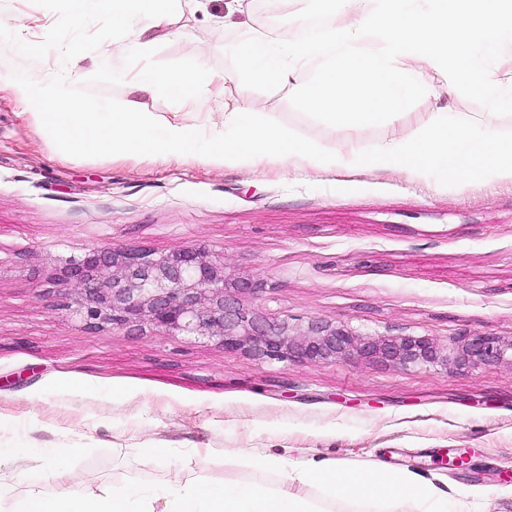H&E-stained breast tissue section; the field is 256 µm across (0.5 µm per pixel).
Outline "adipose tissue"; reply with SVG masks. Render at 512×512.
<instances>
[{
  "label": "adipose tissue",
  "instance_id": "adipose-tissue-1",
  "mask_svg": "<svg viewBox=\"0 0 512 512\" xmlns=\"http://www.w3.org/2000/svg\"><path fill=\"white\" fill-rule=\"evenodd\" d=\"M70 14L82 18L91 14L110 15L117 28L133 37L132 51L143 54L158 36L172 33L177 23L174 0H68Z\"/></svg>",
  "mask_w": 512,
  "mask_h": 512
}]
</instances>
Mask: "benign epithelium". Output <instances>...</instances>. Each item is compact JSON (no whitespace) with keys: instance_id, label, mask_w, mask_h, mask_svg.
Wrapping results in <instances>:
<instances>
[{"instance_id":"obj_1","label":"benign epithelium","mask_w":512,"mask_h":512,"mask_svg":"<svg viewBox=\"0 0 512 512\" xmlns=\"http://www.w3.org/2000/svg\"><path fill=\"white\" fill-rule=\"evenodd\" d=\"M54 280L72 286L63 307L92 327L123 330L144 324L168 335L214 338L227 351L257 359H378L400 366L442 364L456 369L512 364V339L472 333L444 354L423 336H363L320 320L304 334L288 320L247 309L237 294L262 289L251 280L226 282L224 264L208 251L187 247L157 254L142 247L93 249L67 263Z\"/></svg>"}]
</instances>
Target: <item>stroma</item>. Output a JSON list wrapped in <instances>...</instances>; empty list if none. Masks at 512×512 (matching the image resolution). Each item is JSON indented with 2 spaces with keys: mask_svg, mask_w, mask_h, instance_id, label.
Returning <instances> with one entry per match:
<instances>
[{
  "mask_svg": "<svg viewBox=\"0 0 512 512\" xmlns=\"http://www.w3.org/2000/svg\"><path fill=\"white\" fill-rule=\"evenodd\" d=\"M183 0L176 36L157 60L201 57L225 74L217 109L267 117L316 142L333 127L296 111L290 87L243 86L226 52L238 30L275 39L302 32L306 0ZM56 20L32 0H0V23L41 41ZM126 40L63 65L0 44V69L50 78L122 68ZM481 106L441 89L407 110ZM169 253L200 247L231 280L263 284L241 303L287 318L295 332L323 320L370 336H426L454 346L468 332L512 337V186L445 187L431 176L347 172L264 174L159 158L61 159L25 108L0 92V459L15 472L0 512H16L31 458L61 455L46 494L100 492L137 479L276 486L282 465L374 462L433 485L467 512H512V366L449 371L374 359L258 360L214 339L145 326L97 329L58 306L53 275L96 248ZM148 448H164L156 461ZM259 450L267 467L244 454ZM462 455L456 467L449 459Z\"/></svg>",
  "mask_w": 512,
  "mask_h": 512,
  "instance_id": "obj_1",
  "label": "stroma"
}]
</instances>
